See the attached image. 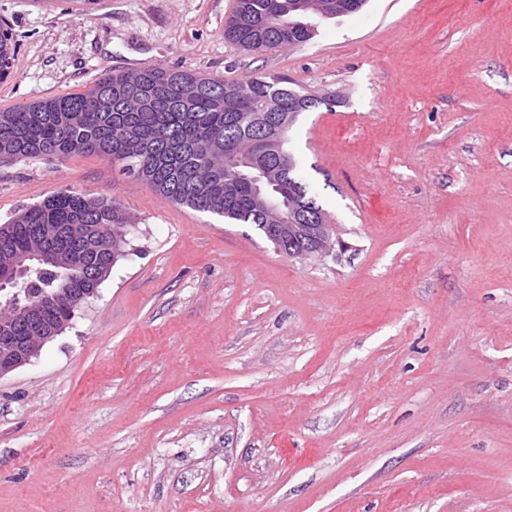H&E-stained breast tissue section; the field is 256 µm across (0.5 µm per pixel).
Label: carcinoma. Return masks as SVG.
I'll list each match as a JSON object with an SVG mask.
<instances>
[{
    "instance_id": "obj_1",
    "label": "carcinoma",
    "mask_w": 512,
    "mask_h": 512,
    "mask_svg": "<svg viewBox=\"0 0 512 512\" xmlns=\"http://www.w3.org/2000/svg\"><path fill=\"white\" fill-rule=\"evenodd\" d=\"M289 0H236L224 38L246 50L267 51L312 39L314 28L288 11ZM15 43L0 27V79L12 69ZM324 100L293 94L262 78L226 81L198 73L147 67L133 75H107L83 92L0 111V162L26 157L97 154L124 163L157 192L180 205L239 224H277L257 201L254 186H227L232 163L247 158L273 173L274 193L316 199L288 156L267 150V140L288 139L280 118ZM127 218L119 204L61 190L0 224V266L55 246L63 268L43 263L23 277L20 297L69 289L75 296L99 287L124 256L117 229Z\"/></svg>"
}]
</instances>
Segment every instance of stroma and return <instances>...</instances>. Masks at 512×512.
<instances>
[{"instance_id":"stroma-1","label":"stroma","mask_w":512,"mask_h":512,"mask_svg":"<svg viewBox=\"0 0 512 512\" xmlns=\"http://www.w3.org/2000/svg\"><path fill=\"white\" fill-rule=\"evenodd\" d=\"M235 0H0V110L148 66L322 98L289 149L331 224L293 259L96 154L0 163L127 254L0 378V512H512V0H367L249 52ZM15 43L8 29L0 27V79L7 77L12 69Z\"/></svg>"}]
</instances>
